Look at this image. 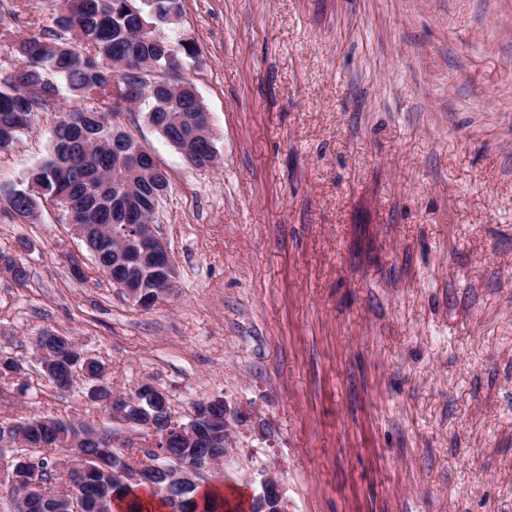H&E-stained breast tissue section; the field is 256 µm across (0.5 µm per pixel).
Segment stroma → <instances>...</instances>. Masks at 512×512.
I'll list each match as a JSON object with an SVG mask.
<instances>
[{
	"label": "stroma",
	"mask_w": 512,
	"mask_h": 512,
	"mask_svg": "<svg viewBox=\"0 0 512 512\" xmlns=\"http://www.w3.org/2000/svg\"><path fill=\"white\" fill-rule=\"evenodd\" d=\"M53 14L0 0V72ZM162 31L217 152L196 168L144 110L118 121L169 180L156 233L173 291L139 308L63 208L0 214V350L25 362L7 417L51 414L149 448L76 384L59 396L33 343L50 330L114 390L148 383L188 421L245 412L222 471L282 512H512V0H181ZM57 110L0 152V191L50 154Z\"/></svg>",
	"instance_id": "stroma-1"
}]
</instances>
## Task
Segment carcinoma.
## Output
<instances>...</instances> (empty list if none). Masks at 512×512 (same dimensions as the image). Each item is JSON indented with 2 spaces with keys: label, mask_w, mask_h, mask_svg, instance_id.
<instances>
[{
  "label": "carcinoma",
  "mask_w": 512,
  "mask_h": 512,
  "mask_svg": "<svg viewBox=\"0 0 512 512\" xmlns=\"http://www.w3.org/2000/svg\"><path fill=\"white\" fill-rule=\"evenodd\" d=\"M54 12L53 28L41 38L23 39L16 60L0 73V135L15 142L33 124L38 113L56 108L61 89L83 100L86 108L58 120L53 130L50 157L27 184L5 193L7 212L30 217L42 200L62 206L74 223L84 226L89 239L112 241L122 225L112 222L134 212L158 190L168 188L165 177L134 179V190L124 192L123 163L127 154L141 150L126 131L112 137L115 119L127 100L147 105L154 120L166 130L164 138L182 142L189 124L169 123L182 112H204L192 81L181 76L183 58L197 56L194 45L176 44L150 31L140 33L149 16L179 13V0H65ZM123 64L115 70L113 63ZM215 150L199 147L191 164L213 166ZM51 348L70 355L72 340L48 331ZM88 377L90 399L105 413L112 409V385L101 363L91 358L79 364ZM24 372L23 362L0 353V385ZM43 378L59 393L74 380L64 368H43ZM12 437V460L6 481L11 499L26 502L17 512H70L76 498L84 512H112L114 501L129 500L136 508L138 493L148 492L172 508L175 499L187 497L189 512H209L198 504V486L169 480L165 469L195 460L204 448H185L178 438L170 441L161 468L138 483H127L138 453L112 448V441L94 430L59 417H16L0 421Z\"/></svg>",
  "instance_id": "1"
}]
</instances>
